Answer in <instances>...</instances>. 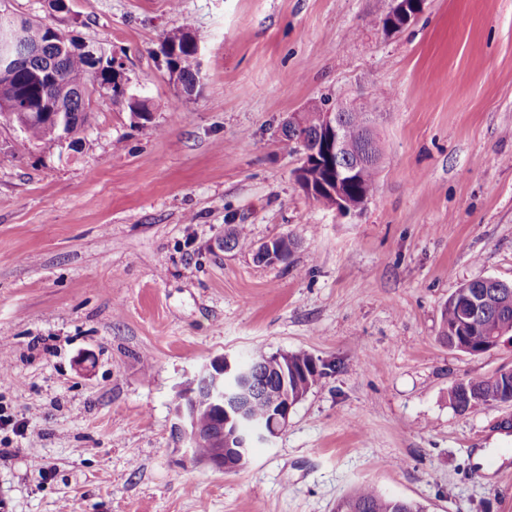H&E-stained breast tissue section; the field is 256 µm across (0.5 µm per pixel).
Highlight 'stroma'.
<instances>
[{"label": "stroma", "mask_w": 512, "mask_h": 512, "mask_svg": "<svg viewBox=\"0 0 512 512\" xmlns=\"http://www.w3.org/2000/svg\"><path fill=\"white\" fill-rule=\"evenodd\" d=\"M9 0L104 48L148 122L97 89L75 147L0 123V499L13 512H334L372 486L425 512H512V402L458 413L459 380L512 343H442L461 283L512 282V0ZM203 34L187 94L167 34ZM384 95L378 187L342 215L306 196L284 118ZM234 228L239 246L217 241ZM291 237L284 262L254 258ZM302 351L329 371L272 447L221 473L175 449L176 395L224 355ZM410 0H392L391 6L389 9L390 20L388 21V30L389 31H397L400 30L407 25H409L412 21H414L424 10L425 1L421 2L420 6L422 12L413 9H410ZM413 12V13H412ZM395 18H400L403 20L406 25L402 28H398L394 26Z\"/></svg>", "instance_id": "35a3bbf8"}]
</instances>
